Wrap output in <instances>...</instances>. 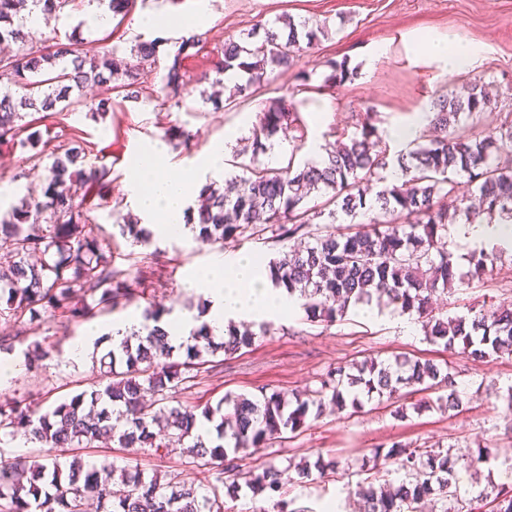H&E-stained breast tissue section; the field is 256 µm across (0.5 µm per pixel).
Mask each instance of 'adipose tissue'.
I'll return each mask as SVG.
<instances>
[{
	"mask_svg": "<svg viewBox=\"0 0 512 512\" xmlns=\"http://www.w3.org/2000/svg\"><path fill=\"white\" fill-rule=\"evenodd\" d=\"M419 49L451 72L473 65L479 58L478 48L463 39L451 45L432 39L421 43ZM203 168L223 170V145L213 146L202 157L200 168L176 170L169 162L165 146L156 143L135 160L125 190L136 210L156 221L157 232L179 235L183 232L187 200ZM191 285L210 295L206 322L219 336L224 333L228 315L242 313L260 319L288 313L298 305L296 297L288 295L286 289L273 287L266 271L247 254L228 261L215 258L208 267L195 273ZM141 322V315L136 314L116 324L88 325L72 347L73 358L82 359L99 342L112 347L120 345L139 329Z\"/></svg>",
	"mask_w": 512,
	"mask_h": 512,
	"instance_id": "ef3b65f1",
	"label": "adipose tissue"
}]
</instances>
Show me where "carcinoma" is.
Wrapping results in <instances>:
<instances>
[{
    "instance_id": "cac0c4a2",
    "label": "carcinoma",
    "mask_w": 512,
    "mask_h": 512,
    "mask_svg": "<svg viewBox=\"0 0 512 512\" xmlns=\"http://www.w3.org/2000/svg\"><path fill=\"white\" fill-rule=\"evenodd\" d=\"M79 4L0 0V43L17 44L15 54L0 58V80L10 85L0 92V139L14 134L23 110H53L75 87L111 82L126 98L139 99L145 74L135 65H118L116 48L104 46L87 57L71 42L58 43L51 51L45 40L36 45L23 32L38 14ZM261 29L258 39L224 42L223 57L198 82L215 87L224 83L227 72L240 71L246 80L234 84L230 97L248 99L291 69L295 58L318 40L316 31L289 17ZM200 42L197 33L180 38L156 98L170 101L184 94L181 62ZM160 43L158 38L140 41L134 55L152 58ZM68 56L69 67L64 64ZM324 67L326 86L351 75L344 60L327 61ZM49 69L57 70L56 76L38 79ZM489 104L476 84L465 95L438 96L429 107L430 123L410 148L393 157L378 128L363 122L359 132L349 137L342 133L327 143L322 161H307L298 168L290 161L271 168L259 161L268 150L267 141L299 122V113L288 108L285 97L273 98L253 131L249 162L232 160V166L243 171L231 182L234 194L213 183L202 187L195 205L185 209L186 224L198 230L201 243L221 248L244 238L282 245L306 240L280 259L257 262L275 287L297 296L310 322L333 323L351 306L385 298L402 314L417 313L425 336L448 350L460 348L478 358L512 355V308L446 318L429 310L432 296L458 278L454 254L447 249L449 211L465 205L457 195L458 179L474 188L477 203L466 205L472 219L484 216L489 224H512V161L501 160V153L512 147V119L488 131L468 133L461 126L462 117L476 115ZM391 166L402 171L403 180L367 199L374 172ZM46 170L42 195L22 197L0 218V251L11 258L0 266V320L14 329V335L0 336V352L12 351L16 338L40 328L48 318L63 319L61 328L66 329L69 321L94 318L137 294V277L116 265V238L100 233L73 192L81 182L107 201L112 196L109 170L86 165L80 147L54 155ZM314 194L323 202L307 205ZM339 212L365 220L346 233L322 230L317 219L325 214L334 219ZM119 234L142 245L153 238L149 229L130 219L119 225ZM501 250L497 243L475 249L469 263L478 271L494 262ZM167 314L152 304L145 307L140 330L100 357L99 382L46 413L35 415L21 399L0 405V445L18 433L38 445L34 455L0 460V512H86L90 499L96 501L97 512H226L219 488L226 480L227 496L234 499L243 486L254 494H280L299 479H324L338 470V461L321 456L294 467L268 461L248 471L244 484L238 482V449L267 448L283 432L302 427L309 414L320 415L326 405L357 408L362 397L374 394L397 403L410 395V388L425 391L443 385L448 395L437 398L438 408L461 405L450 373L433 362L401 356L356 364L354 374L339 367L308 392H264L251 398L227 393L216 406H201L183 395L213 371L218 354L252 346L256 333L230 322L218 338L203 322L192 330L190 341L175 346L163 340L159 326ZM200 416L214 424L216 442L207 443L196 432ZM103 441L119 448H149L159 457L174 445L185 447L190 464L219 463L216 484L201 491L162 484L136 466L119 470L106 456L88 463L68 459L71 451L95 448ZM457 464L446 451L376 448L368 476L357 482L354 494L363 512H419V504L432 496L457 503ZM393 466L404 472V479L391 490L383 480Z\"/></svg>"
}]
</instances>
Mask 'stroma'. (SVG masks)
Segmentation results:
<instances>
[{
  "instance_id": "1",
  "label": "stroma",
  "mask_w": 512,
  "mask_h": 512,
  "mask_svg": "<svg viewBox=\"0 0 512 512\" xmlns=\"http://www.w3.org/2000/svg\"><path fill=\"white\" fill-rule=\"evenodd\" d=\"M89 11L86 5L64 9L40 20L31 32L35 38L53 37L63 44L69 36H76L85 51L115 45L118 59L126 62L131 61V48L137 41L163 38L150 67L149 80L154 84L172 63L175 41L181 36L172 22L178 18L197 15L203 20L199 50L182 62L190 83L211 68L225 40H244L257 23L286 14L307 22L310 28L325 30L314 52L299 58V67L313 73L301 93L296 90L293 71L288 70L267 90L228 109L214 108L196 91L177 107L170 101L126 99L101 84L72 91V105L55 113L28 112L27 129L40 132L39 148L44 155L78 144L84 149L86 164L109 170L110 206H102L92 192L85 199L91 217L108 233L117 220L135 214L123 186L137 152L164 139L173 125L183 127L191 136L190 146L169 145L168 156L174 165L195 161L212 144L223 141L228 129L236 130L237 137L227 145V152H240L250 147L252 130L267 100L292 95L306 127L303 138L277 136L261 155L263 164L278 168L291 160L299 165L310 160L313 150L328 143L333 131L353 133L362 113H371L384 135L404 118L428 108L432 98L476 83L487 85L491 98L489 108L475 118L477 129L494 127L512 113V0H148L144 5L135 4L124 21L111 18L101 26L89 23ZM148 13L160 15L162 25L153 30L141 28L138 21ZM423 37L447 42L464 37L482 45L484 51L476 65L451 73L442 64L411 51V43ZM329 59L347 61L354 77L323 86V63ZM101 97L111 98L112 109L104 119L95 121L85 103ZM29 154V149L17 144L0 143V205L9 206L28 192L39 191L46 169L29 163ZM476 246L468 237L465 215H458L448 227V248L462 279L451 291L438 295L435 315L464 316L469 309L485 304L512 306V251L477 275L468 262ZM284 252L282 246L250 240L220 249L202 244L191 232L172 238L157 235L146 246L121 240L116 263L140 273L145 296L98 315L96 321L117 322L141 313L149 299L169 309L172 322L203 320L198 306L202 294L190 288L188 281L214 256L254 254L269 260L281 258ZM270 324L269 331L257 335L251 348L225 356L222 372L195 386L192 400L203 404L217 402L227 393L303 392L317 388L320 378L336 367L401 353L447 364L462 399L459 409L443 411L435 404L437 391H420L410 395L411 407L402 418L375 399L342 412L329 407L319 418L307 419L297 431L286 432L272 447L240 449L237 462L244 469L269 460L295 465L320 455L341 460V469L324 480L287 486L285 498L293 512H323L329 500L339 502L344 512H354L352 492L361 478L362 464L372 449L394 445L448 449L456 458L489 449L490 460L481 464L479 473L463 475L460 494L475 512H493L499 488L512 486L511 356L478 360L459 350L448 352L426 339L414 313L400 322L382 315L367 316L356 306L344 320L323 325L307 322L299 310L271 319ZM85 327L82 321L70 323L62 339L44 327L27 333L15 345L16 358H23L36 344L49 349L51 356L40 364L24 366L13 385L0 392V403L21 398L31 410L41 413L70 392L94 385L99 369L93 361L101 357V348L92 349L80 361L70 355ZM110 456L119 463L131 461L163 482L175 477L204 489L214 482L211 467L184 466L177 450L160 458L147 448L115 447Z\"/></svg>"
}]
</instances>
